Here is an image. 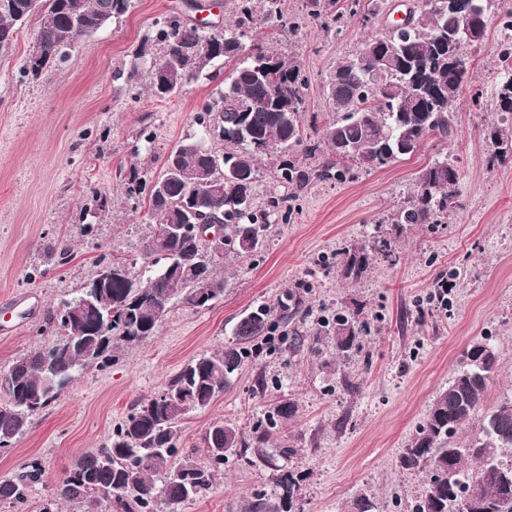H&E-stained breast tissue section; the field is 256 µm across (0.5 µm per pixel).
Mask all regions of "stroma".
Wrapping results in <instances>:
<instances>
[{
    "mask_svg": "<svg viewBox=\"0 0 512 512\" xmlns=\"http://www.w3.org/2000/svg\"><path fill=\"white\" fill-rule=\"evenodd\" d=\"M167 3L132 0L126 14L35 80L21 66L39 18L0 51V376L53 338L59 302L78 295L101 261L142 262L147 208L124 201L122 181L133 169L158 173L174 145L198 135L196 113L224 86L200 79L173 96L149 91L147 56L157 51L153 35ZM368 33L355 17L338 36L310 26L296 35L263 29L258 39L298 54L309 76L305 110L323 121L327 77ZM500 36L489 15L484 39L468 50L452 142L431 139L410 158L293 194L258 252L227 259L218 302L174 306L155 336L63 387L14 447L0 451V478L41 458L45 472L30 495L38 507L79 458L106 444L135 401L159 393L192 357L232 342L255 307L276 309L289 297L297 309L279 321L275 350L245 362L223 396L189 414L181 446L220 419L251 432L283 400L296 413L252 461L230 460L217 485L183 512H240L253 493L276 497L285 470L304 477L303 512H348L362 493L375 512H412L425 477L400 469L397 458L469 344L490 338L500 357L485 410L512 397V158L496 160L489 136L498 119ZM442 158L459 174L456 208L439 224L389 223L417 172ZM381 238L392 258L373 255L360 279L345 278L338 253ZM450 275L456 286L443 304L434 284ZM338 312L370 321L360 351L340 362L333 337H321L315 355L298 344L319 318ZM260 375L268 381L261 394ZM286 446L291 454L281 455Z\"/></svg>",
    "mask_w": 512,
    "mask_h": 512,
    "instance_id": "35a3bbf8",
    "label": "stroma"
}]
</instances>
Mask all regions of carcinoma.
<instances>
[{
	"mask_svg": "<svg viewBox=\"0 0 512 512\" xmlns=\"http://www.w3.org/2000/svg\"><path fill=\"white\" fill-rule=\"evenodd\" d=\"M34 0H9L0 10V51L11 47L21 27L35 11ZM82 0H41L42 14L34 44L50 54L49 66L64 64L75 40L90 37L128 12L132 0H95L98 9L74 15ZM251 0H238L233 25L204 31L172 14L157 23L158 52L150 61V90L157 96L179 92L191 81L217 76L218 62L233 69L224 91L195 116L202 126L197 139L178 142L171 153L175 168L153 177L132 170L123 184L126 199H142L152 218L143 246L148 270L138 272L125 261L106 289L102 310L88 311L77 320L64 312L74 297L60 301L52 323L57 338L17 357L0 382V436L16 443L31 419L55 401L59 391L80 373L97 364L102 369L114 358L119 344L136 345L155 335L172 307L180 302L171 286L169 267L176 264L185 279L203 277L218 285L217 292L193 308H209L224 294V261L204 264V240L160 237L164 224H221L224 256H247L260 249L271 219L288 196H268L255 204L259 162H278V182L302 190L316 179L344 181L360 167L375 170L418 153L430 138L454 139V112L462 94L459 66L468 65L466 49L484 34L461 36L460 13L445 0H426L415 6L414 21L405 33L390 29L366 39L360 50L340 59L326 80V94L335 118L318 126L317 117L305 123V90L309 78L299 56L289 49L270 51L260 44L245 45L246 29L257 22L268 28L298 31L301 20L287 15L285 0H259L253 16ZM462 8L485 7L512 18V0H458ZM337 0H305L304 19L327 33L339 35L357 13L359 0L343 8ZM503 126L491 128L496 157L512 156V73L503 72L497 91ZM219 139L226 150L205 145ZM326 149L331 159L308 166L300 159ZM457 170L436 160L418 172L413 189L388 217L392 224H437L454 208ZM220 186V192L211 187ZM370 254L362 245L345 252L343 273L362 276ZM112 312L109 338L102 349L86 335L100 316ZM272 310L261 304L237 323L233 343L188 360L162 390L140 399L95 455L80 458L59 481L55 494L39 512H60L71 503L83 512H170L211 489L224 474L230 457L247 462L269 445L278 424L294 416L295 405L281 402L267 412L266 425L245 435L222 420L212 422L193 449H179L186 417L224 394L245 360L261 349L268 336ZM367 321L338 312L317 322L310 350L317 353L322 334L336 339V357L359 348ZM465 365L435 394L398 460L399 468L425 474L423 493L413 512H476L463 490L477 489L481 512H512V464L501 460L512 451V400L481 417L480 432L461 436L462 428L478 417L488 384L500 368L494 347L475 341L463 354ZM206 462L200 463L197 455ZM44 473L41 459L31 458L18 473L0 479V501L26 512L33 485ZM301 478L290 471L279 480L280 501L261 493L244 512H291L301 492Z\"/></svg>",
	"mask_w": 512,
	"mask_h": 512,
	"instance_id": "carcinoma-1",
	"label": "carcinoma"
}]
</instances>
